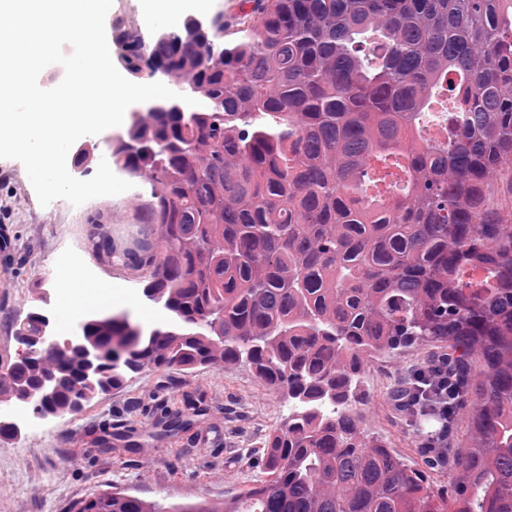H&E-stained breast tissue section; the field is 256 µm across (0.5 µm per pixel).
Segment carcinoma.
<instances>
[{"label":"carcinoma","mask_w":512,"mask_h":512,"mask_svg":"<svg viewBox=\"0 0 512 512\" xmlns=\"http://www.w3.org/2000/svg\"><path fill=\"white\" fill-rule=\"evenodd\" d=\"M112 52L200 103L131 111L110 148L150 186L146 227L91 238L168 319L83 321L97 380L65 352L32 412L243 360L292 410L262 442L265 479L230 501L103 491L69 512H512V210L491 204L512 164V0H238L159 37L130 11ZM45 318L29 311L27 333ZM417 346L448 355V428L470 429L421 449L423 469L345 406L369 362ZM40 375L3 373L0 397Z\"/></svg>","instance_id":"cac0c4a2"}]
</instances>
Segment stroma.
<instances>
[{
	"label": "stroma",
	"instance_id": "stroma-1",
	"mask_svg": "<svg viewBox=\"0 0 512 512\" xmlns=\"http://www.w3.org/2000/svg\"><path fill=\"white\" fill-rule=\"evenodd\" d=\"M149 199L148 185L138 182L61 213L39 204L19 161L0 159V227L10 236L8 250L0 249V357L15 354V323L44 292L58 331L105 312L127 314L145 330L165 322V310L143 297L139 272L104 263L87 245L93 216L124 240ZM61 259L80 264L95 297L79 304L57 297L53 270ZM424 359L417 348L376 359L360 378L362 401L354 406L369 432L417 466L418 444L391 392L400 374ZM287 414V398L244 363L187 377L130 374L121 390L80 413L31 419L20 437L0 440V512H68L76 500L105 490L167 505L223 502L262 479L260 443Z\"/></svg>",
	"mask_w": 512,
	"mask_h": 512
}]
</instances>
